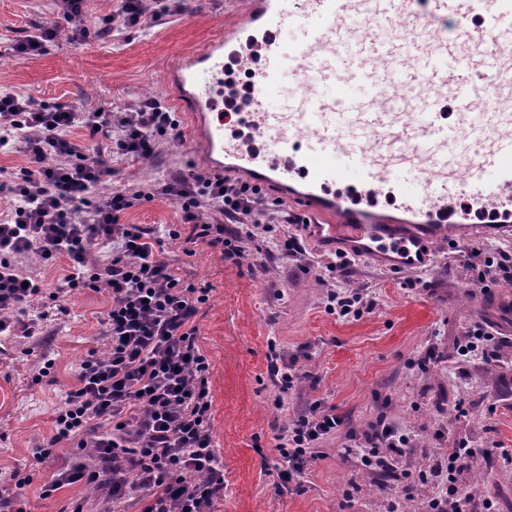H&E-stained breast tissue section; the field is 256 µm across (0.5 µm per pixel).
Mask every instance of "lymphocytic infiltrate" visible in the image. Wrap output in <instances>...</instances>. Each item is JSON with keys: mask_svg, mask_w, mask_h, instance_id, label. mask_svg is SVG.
Returning a JSON list of instances; mask_svg holds the SVG:
<instances>
[{"mask_svg": "<svg viewBox=\"0 0 512 512\" xmlns=\"http://www.w3.org/2000/svg\"><path fill=\"white\" fill-rule=\"evenodd\" d=\"M180 127L163 97L138 99L123 112L101 107L42 104L34 97L0 92V150L20 153L25 164L4 186L13 201L0 220V335L29 338L43 333L50 309H62L72 292L88 288L109 295L100 333L104 353L90 352L62 407L52 415V434L32 450L36 463L56 466L40 487V499L76 484L93 487L97 503L73 497L59 512H116L136 500L138 512H211L224 489V465L212 425L210 362L198 341V313L211 288L188 282L178 264L164 259L165 240H179L186 255L203 244L238 262L252 230L256 207L279 209L281 199L227 175L180 174L116 189L113 170L91 154L73 129L89 139L120 133L118 149L133 158L153 157L161 140ZM176 198L181 221L165 230L125 224L121 217L142 201ZM236 220L227 228L225 217ZM36 254L42 265H67L54 287L25 273L20 258ZM340 419L313 405L278 435V461L269 474L280 494L302 486L322 445ZM347 453L371 474H391L409 437L392 424L347 432ZM67 455H60L61 447ZM512 464V451L473 448L459 442L434 458L431 477L443 491L428 512H496L476 502L466 480L482 460Z\"/></svg>", "mask_w": 512, "mask_h": 512, "instance_id": "lymphocytic-infiltrate-1", "label": "lymphocytic infiltrate"}]
</instances>
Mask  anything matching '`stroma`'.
Segmentation results:
<instances>
[{
  "mask_svg": "<svg viewBox=\"0 0 512 512\" xmlns=\"http://www.w3.org/2000/svg\"><path fill=\"white\" fill-rule=\"evenodd\" d=\"M251 6L252 0H174L150 29L123 26L105 40L93 35L74 42L52 0H0V91L48 105L70 103L84 112L104 103L123 112L137 98L155 94L172 98L169 66L203 50L213 34L238 23ZM53 24L64 35L44 55L8 54L12 40ZM236 47L229 42L224 54L226 132L262 153L264 140L232 120L251 93ZM106 158L117 188L162 176L174 162L188 173L203 170L187 137L169 140L149 159L115 150ZM292 211L285 204L261 217L272 232H258L236 264L203 245L191 256L181 241L164 245L165 258L178 262L188 280L212 288L198 314L199 343L211 363L215 441L224 462V492L212 512H375L384 499L382 481L344 458L339 438L325 445L303 491L276 493L263 468L276 460L275 437L317 401L334 409L343 430L360 432L385 419L410 433L412 447L401 466L415 474L431 454L461 441L512 450V314L504 309L512 303V284L489 294L478 285L484 258L512 256V240H475L454 249L439 244L427 270L399 272L364 259L336 268L334 250L308 240L304 246L317 258L308 267L285 257L276 244L283 231L303 233L300 225H285ZM121 221L176 224L180 205L157 198ZM345 288L364 291L359 317L343 319L328 309L331 291ZM108 301L103 292L73 294L65 312H52L49 335L0 341V474L29 465L32 448L51 436V415L82 359L102 347L98 320ZM476 321L505 339L497 362L451 358L454 343L466 342ZM273 340L300 373L281 410L272 405L278 390L267 375ZM42 351L54 360L45 376L37 367ZM430 351L436 359L428 363ZM458 401L468 411L462 419L452 412Z\"/></svg>",
  "mask_w": 512,
  "mask_h": 512,
  "instance_id": "1",
  "label": "stroma"
}]
</instances>
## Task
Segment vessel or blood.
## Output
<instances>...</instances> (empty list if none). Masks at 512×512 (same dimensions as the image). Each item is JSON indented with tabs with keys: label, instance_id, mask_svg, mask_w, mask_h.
<instances>
[{
	"label": "vessel or blood",
	"instance_id": "obj_1",
	"mask_svg": "<svg viewBox=\"0 0 512 512\" xmlns=\"http://www.w3.org/2000/svg\"><path fill=\"white\" fill-rule=\"evenodd\" d=\"M239 24L247 30L284 26L303 30L288 46L266 47L257 74L252 109L238 115L271 146L265 156L224 135V115L216 110L224 76L227 33L180 61L169 73L181 108L202 130L196 146L210 173L225 160L262 187L287 193L304 213L323 215L309 227L314 239H340L358 257L397 256L407 270L431 265L430 250L441 241L457 245L447 221L458 187L473 206L492 207L512 217V0H257ZM480 18L470 30L464 20ZM420 28L430 45L396 37L381 43L374 35L389 20ZM382 68H375L374 59ZM290 64L298 79L311 74L334 78L344 68L349 82L365 87L356 97L306 91L280 111L266 105ZM448 94L465 123H440V94ZM308 133L326 147L324 156L302 153L299 136ZM483 145L470 154V139ZM350 180L364 197L385 186L400 195L401 216L388 217L355 207L351 198L330 193V185Z\"/></svg>",
	"mask_w": 512,
	"mask_h": 512
}]
</instances>
